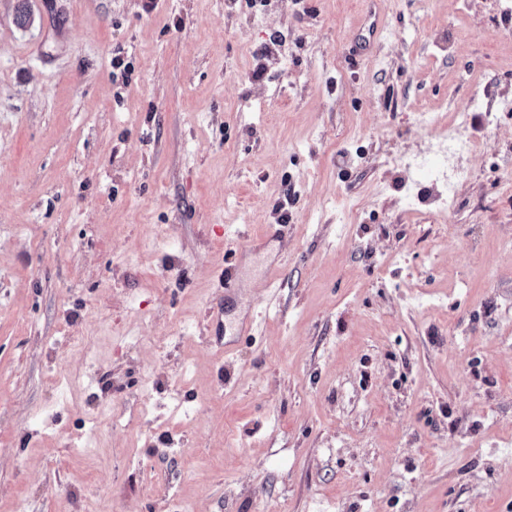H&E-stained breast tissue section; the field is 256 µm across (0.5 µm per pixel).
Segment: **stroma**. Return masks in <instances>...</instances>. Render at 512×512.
Instances as JSON below:
<instances>
[{"mask_svg": "<svg viewBox=\"0 0 512 512\" xmlns=\"http://www.w3.org/2000/svg\"><path fill=\"white\" fill-rule=\"evenodd\" d=\"M145 2L0 0V512H512V0Z\"/></svg>", "mask_w": 512, "mask_h": 512, "instance_id": "stroma-1", "label": "stroma"}]
</instances>
